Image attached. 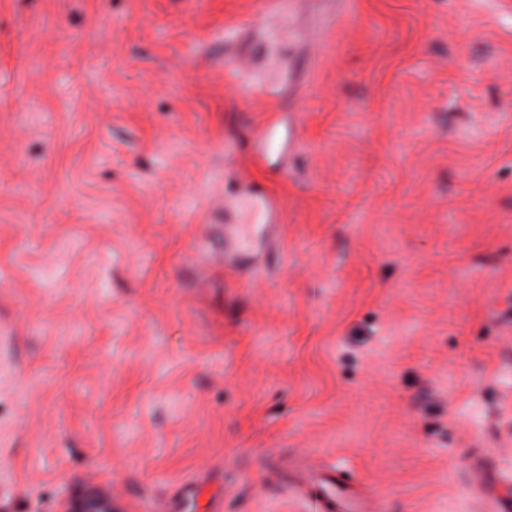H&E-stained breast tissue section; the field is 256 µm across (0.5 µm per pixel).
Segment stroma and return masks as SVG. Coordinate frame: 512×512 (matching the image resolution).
Wrapping results in <instances>:
<instances>
[{"instance_id":"1","label":"stroma","mask_w":512,"mask_h":512,"mask_svg":"<svg viewBox=\"0 0 512 512\" xmlns=\"http://www.w3.org/2000/svg\"><path fill=\"white\" fill-rule=\"evenodd\" d=\"M310 470L512 512V0H0V512Z\"/></svg>"}]
</instances>
